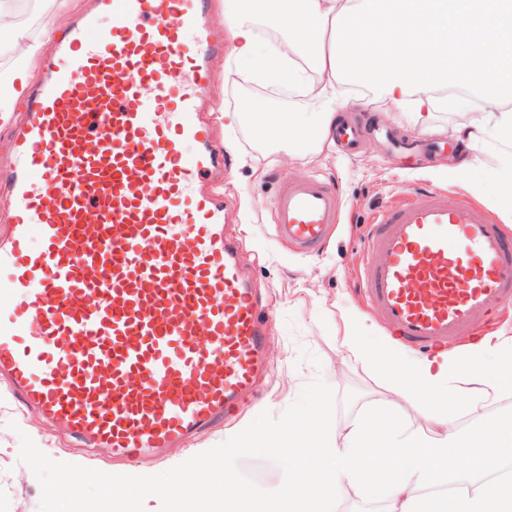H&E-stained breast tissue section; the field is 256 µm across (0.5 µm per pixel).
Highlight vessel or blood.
Masks as SVG:
<instances>
[{"mask_svg": "<svg viewBox=\"0 0 512 512\" xmlns=\"http://www.w3.org/2000/svg\"><path fill=\"white\" fill-rule=\"evenodd\" d=\"M208 7L96 0L49 49L48 78L0 166L13 199L0 376L49 426L129 460L223 421L266 370L263 301L208 187L226 159L200 106L208 58L227 49ZM271 206L280 235L312 252L339 198L307 177ZM367 253L363 293L410 348L458 341L512 302V237L457 197L413 190L373 224Z\"/></svg>", "mask_w": 512, "mask_h": 512, "instance_id": "obj_1", "label": "vessel or blood"}]
</instances>
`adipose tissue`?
Here are the masks:
<instances>
[{"mask_svg": "<svg viewBox=\"0 0 512 512\" xmlns=\"http://www.w3.org/2000/svg\"><path fill=\"white\" fill-rule=\"evenodd\" d=\"M232 48L227 67L258 81L297 89L318 103L316 120L304 125L286 113L249 106L263 137L287 139L316 149L332 148L339 117V85L357 84L407 103L415 121L443 108L466 110L472 118L456 132L472 152L488 143L512 145V0H224ZM278 19L288 36L265 42L258 21ZM19 52L0 75V125L15 118L33 78V64L56 39L49 26L30 38L12 30ZM364 324L350 319L343 346L349 356L385 379L432 423L425 438L390 406L357 418L326 443L321 421L327 403L289 424L277 436L249 431L241 447L287 449L286 485L266 497L229 470L239 447L203 456L210 477L189 480L183 466L169 484L147 474L123 479L112 492L113 512H150L148 502L166 500L168 512H340L346 487L371 500L384 499L388 512H512V422L490 407L512 392V337L493 332L455 351L412 357L382 340L366 345ZM461 412L479 420L476 437L464 439L449 425ZM471 448L466 472L448 468L451 456Z\"/></svg>", "mask_w": 512, "mask_h": 512, "instance_id": "1", "label": "adipose tissue"}]
</instances>
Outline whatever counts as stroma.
<instances>
[{
    "mask_svg": "<svg viewBox=\"0 0 512 512\" xmlns=\"http://www.w3.org/2000/svg\"><path fill=\"white\" fill-rule=\"evenodd\" d=\"M211 66L208 104L241 115L231 128L216 123L214 138L230 153L229 167L220 181L229 226L240 239L244 260L268 301L270 369L261 390L255 400L226 416L187 449L174 450L165 461L152 465L102 459L85 465L69 441L53 434L0 383V512H56L58 504L49 490L58 485L71 487L74 504L86 512H112L106 476L144 472L165 481L170 468L187 457L234 443L240 427L276 431L305 415L322 398L332 403L322 425L330 441L354 419L386 402L416 428L428 427L411 403L342 351L344 320L349 315H365L366 342H376L387 333L358 289L364 238L378 211L407 203L408 191L416 185L457 195L491 220L503 222L496 188L481 169L482 164L493 163L497 146L486 148L464 181L449 178L447 165L466 153L456 130L469 121V113L439 109L421 127L411 122L406 106L352 90L347 116L392 128L402 136H428L443 145V152L431 162L405 160L392 155L385 140L376 136L364 139L352 153L338 147L320 152L299 149L263 138L243 112L249 103L261 100L304 122L317 110L316 101L228 71L223 56H214ZM309 176L337 187L342 208L340 222L332 226L326 244L306 254L277 235L271 200L281 183ZM229 464L256 494L263 495L285 484L289 459L261 451L234 456Z\"/></svg>",
    "mask_w": 512,
    "mask_h": 512,
    "instance_id": "35a3bbf8",
    "label": "stroma"
}]
</instances>
